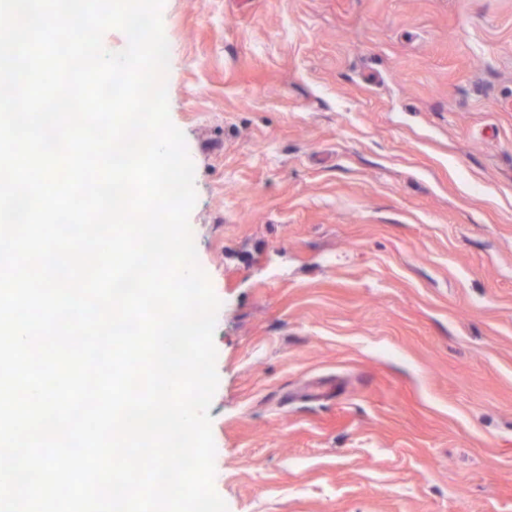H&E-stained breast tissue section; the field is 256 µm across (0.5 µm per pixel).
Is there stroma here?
<instances>
[{"mask_svg":"<svg viewBox=\"0 0 512 512\" xmlns=\"http://www.w3.org/2000/svg\"><path fill=\"white\" fill-rule=\"evenodd\" d=\"M228 512H512V0H165Z\"/></svg>","mask_w":512,"mask_h":512,"instance_id":"1","label":"stroma"}]
</instances>
